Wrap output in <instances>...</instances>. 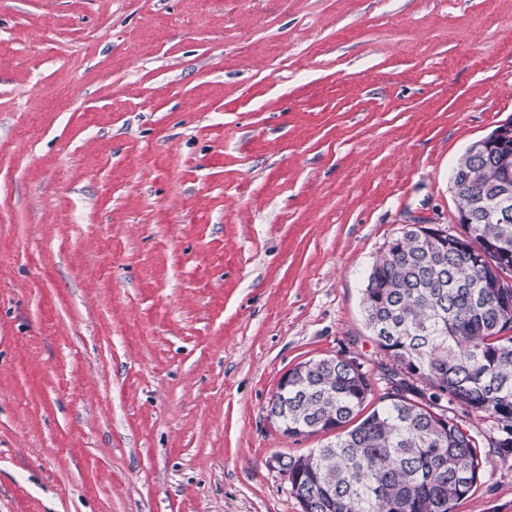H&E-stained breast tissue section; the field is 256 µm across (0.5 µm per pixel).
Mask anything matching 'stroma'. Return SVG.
Listing matches in <instances>:
<instances>
[{"instance_id":"stroma-1","label":"stroma","mask_w":512,"mask_h":512,"mask_svg":"<svg viewBox=\"0 0 512 512\" xmlns=\"http://www.w3.org/2000/svg\"><path fill=\"white\" fill-rule=\"evenodd\" d=\"M510 118L512 0H0V512H301L279 380L385 396L366 275Z\"/></svg>"}]
</instances>
